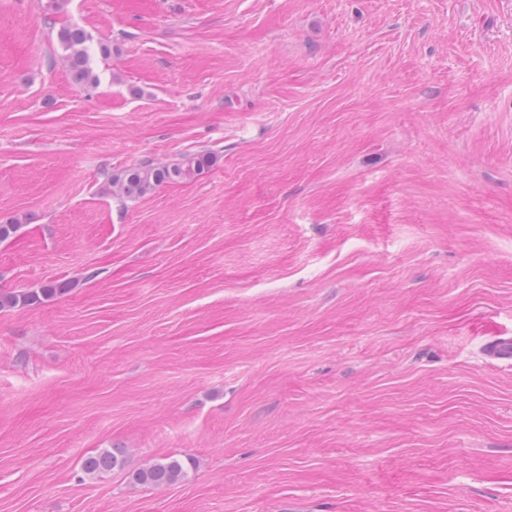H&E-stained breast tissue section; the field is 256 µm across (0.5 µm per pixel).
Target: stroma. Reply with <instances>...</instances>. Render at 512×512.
Returning a JSON list of instances; mask_svg holds the SVG:
<instances>
[{
    "label": "stroma",
    "mask_w": 512,
    "mask_h": 512,
    "mask_svg": "<svg viewBox=\"0 0 512 512\" xmlns=\"http://www.w3.org/2000/svg\"><path fill=\"white\" fill-rule=\"evenodd\" d=\"M46 2L0 0V292L68 289L0 310V512H512V0ZM58 41L65 51V63L73 82L84 87H93L99 77L92 66L93 49L87 32L75 25L62 27L57 33ZM212 157L200 154L185 163L154 165L144 163L111 176L109 184L127 199H136L165 183H177L191 178L197 171L207 166ZM125 452L121 448H105L89 456L83 463L84 473L94 478L104 472L122 470L126 467ZM177 456H163L153 459L130 472V479L138 485L165 487L176 483L187 474L188 459Z\"/></svg>",
    "instance_id": "stroma-1"
}]
</instances>
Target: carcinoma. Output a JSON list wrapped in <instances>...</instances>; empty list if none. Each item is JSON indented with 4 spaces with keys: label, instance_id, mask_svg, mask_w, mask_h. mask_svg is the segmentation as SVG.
Instances as JSON below:
<instances>
[{
    "label": "carcinoma",
    "instance_id": "1",
    "mask_svg": "<svg viewBox=\"0 0 512 512\" xmlns=\"http://www.w3.org/2000/svg\"><path fill=\"white\" fill-rule=\"evenodd\" d=\"M58 41L65 51V63L75 84L92 87L99 77L92 66L93 49L87 32L75 25L62 27L57 33ZM212 157L200 154L185 163L154 165L144 163L117 174L109 184L127 199H136L165 183H177L191 178L207 166ZM65 287L49 285L24 292L0 293V308L31 306L61 294ZM126 467L125 452L121 448H105L89 456L83 463L84 473L94 478L104 472L122 470ZM188 462L177 456L156 458L130 472V479L143 486L165 487L176 483L187 474Z\"/></svg>",
    "mask_w": 512,
    "mask_h": 512
}]
</instances>
